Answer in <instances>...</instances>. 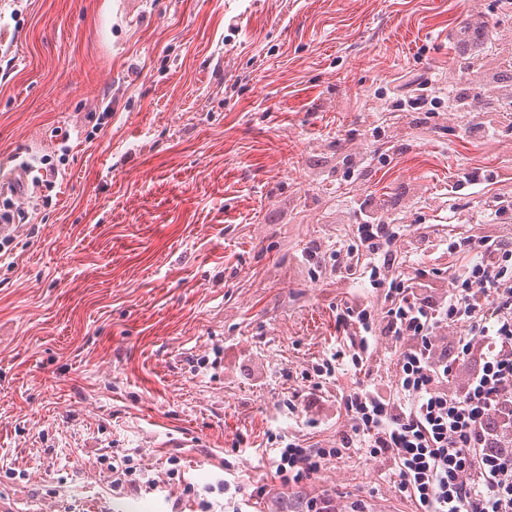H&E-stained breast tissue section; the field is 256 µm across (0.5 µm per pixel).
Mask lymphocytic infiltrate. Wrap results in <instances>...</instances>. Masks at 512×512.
Instances as JSON below:
<instances>
[{
	"label": "lymphocytic infiltrate",
	"instance_id": "f902f5d3",
	"mask_svg": "<svg viewBox=\"0 0 512 512\" xmlns=\"http://www.w3.org/2000/svg\"><path fill=\"white\" fill-rule=\"evenodd\" d=\"M345 278L368 275L379 307L344 305L336 330L347 338L315 367L363 369L378 345L395 357L397 381L368 379L343 394L347 428L335 445L282 441L271 459L285 489L307 486L349 451L387 463L413 512H512V245L489 235L441 240L367 214L356 226ZM437 257L448 278L399 275V253Z\"/></svg>",
	"mask_w": 512,
	"mask_h": 512
}]
</instances>
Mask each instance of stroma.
<instances>
[{
    "mask_svg": "<svg viewBox=\"0 0 512 512\" xmlns=\"http://www.w3.org/2000/svg\"><path fill=\"white\" fill-rule=\"evenodd\" d=\"M477 20L478 57L455 36ZM0 170L51 156V201L23 211L0 258V512H222V461L266 486L252 512L348 505L411 512L360 454L304 489L274 482L270 434L331 446L352 374L315 416L286 404L334 351L360 202L432 236L509 235L463 169L512 196V124L473 131L474 71L512 72L506 0H0ZM430 81L421 108L406 86ZM447 197L455 221L437 209ZM315 250L321 263L306 261ZM142 482L113 490L109 460ZM183 478H167L169 457Z\"/></svg>",
    "mask_w": 512,
    "mask_h": 512,
    "instance_id": "1",
    "label": "stroma"
}]
</instances>
